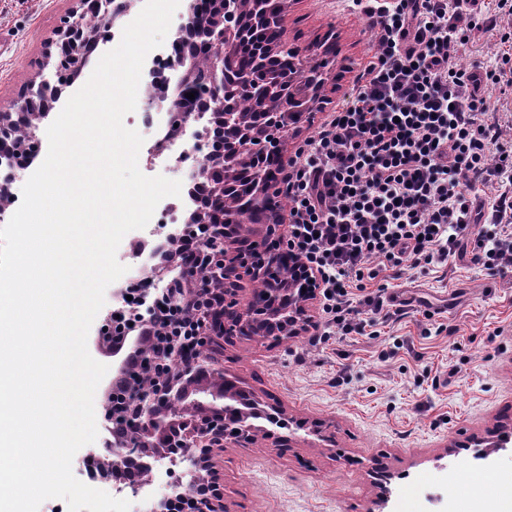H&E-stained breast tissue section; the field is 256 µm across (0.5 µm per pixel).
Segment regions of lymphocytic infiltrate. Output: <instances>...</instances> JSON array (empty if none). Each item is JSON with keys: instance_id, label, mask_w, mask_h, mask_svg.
<instances>
[{"instance_id": "f902f5d3", "label": "lymphocytic infiltrate", "mask_w": 512, "mask_h": 512, "mask_svg": "<svg viewBox=\"0 0 512 512\" xmlns=\"http://www.w3.org/2000/svg\"><path fill=\"white\" fill-rule=\"evenodd\" d=\"M361 5L376 49L351 104L299 148L285 191L290 249L320 276L318 336L365 335L388 305L380 276L411 261L447 264L463 243L494 275L512 272V0H391ZM496 36L494 65L462 67L475 34ZM494 185L492 220L474 203Z\"/></svg>"}]
</instances>
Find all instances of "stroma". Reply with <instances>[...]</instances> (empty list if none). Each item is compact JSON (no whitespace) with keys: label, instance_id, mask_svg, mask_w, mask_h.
Segmentation results:
<instances>
[{"label":"stroma","instance_id":"stroma-1","mask_svg":"<svg viewBox=\"0 0 512 512\" xmlns=\"http://www.w3.org/2000/svg\"><path fill=\"white\" fill-rule=\"evenodd\" d=\"M79 0H0V110L39 82L56 31ZM289 44L327 59V104L287 138L296 153L348 101L374 35L351 0H286ZM404 315L370 336L317 344L236 340L224 364L240 384L279 404L297 431L289 447L232 444L218 456L227 512H483L512 484V448L478 460L464 442L512 422V276L470 256L444 269L403 266L389 278Z\"/></svg>","mask_w":512,"mask_h":512}]
</instances>
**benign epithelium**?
<instances>
[{"label": "benign epithelium", "mask_w": 512, "mask_h": 512, "mask_svg": "<svg viewBox=\"0 0 512 512\" xmlns=\"http://www.w3.org/2000/svg\"><path fill=\"white\" fill-rule=\"evenodd\" d=\"M82 11H74L57 31L60 52L47 57L43 68L51 70L37 86L38 95L25 93L14 102L10 112L26 117V135L20 139L13 131V117L0 114V220L4 218L10 187L16 180L15 156L37 144L42 120L46 112L36 106L58 95L70 78L62 63L77 60L81 68L82 47L88 41L82 17L92 10L105 23L113 26L127 13V0H80ZM180 26L188 28L182 38L183 52L170 60L172 69L179 72L171 91L144 100L146 112L166 114L165 131L155 141L152 159L168 152L173 131L189 136L195 148H207L206 156L220 154L222 158L211 164L212 171L199 167L191 179L210 198L221 195L212 173L224 174L223 156L239 148L238 142L224 140V131L241 124L238 114L226 110L224 103V74L227 73L224 46L245 35L240 10L234 0H192ZM203 59L212 75V84L201 94L193 85V74L198 59ZM239 81L258 98V112L248 124L263 130L253 152L267 160L269 177L263 193L254 205L263 214L260 224H226L224 213L207 201L183 225L169 228L166 237L178 239L192 233L195 225L207 228L208 238L221 245L216 264L210 266V277L186 288L183 278L196 273L195 265L186 264L170 287L161 289L167 301L184 307L199 321L193 340L174 339L158 344L151 336H130L123 333L112 337V388L125 389L122 405L107 408L103 415L106 429L122 427L124 432L112 435L106 443V455L91 451L86 458L99 465V474L114 481L117 492L125 490L136 495L143 487L125 477L128 470L153 471L158 465L167 466L175 476L172 493L146 503L143 512H175L171 504L178 498L191 501L190 512H224V496L220 490L215 456L229 443H253L257 438L268 441V447L282 446L285 438L254 424L261 416L270 424L285 426L284 412L279 407L267 406L257 393L238 386L224 364L212 356L219 341L234 338L255 343L279 344L311 330L315 320L311 308L318 296L317 278L305 266L295 261L288 248L289 225L286 213L276 206L283 193L288 168L294 157L285 148V131L279 119L288 117V130L299 132L307 123L315 105V93L295 94V100L307 99L301 108H291L284 101L266 95L263 72L250 68L238 71ZM192 92L194 99L185 97ZM295 262L292 279L284 281L279 267ZM176 268L173 262L162 261L152 265L148 282L158 286L170 279ZM262 277L267 288L255 294L251 281ZM134 346L143 359V375L128 371L127 360L119 348L121 342ZM208 349L207 358L198 357V345ZM165 359L178 364L156 387L144 392L142 377L150 375L153 362Z\"/></svg>", "instance_id": "benign-epithelium-1"}]
</instances>
